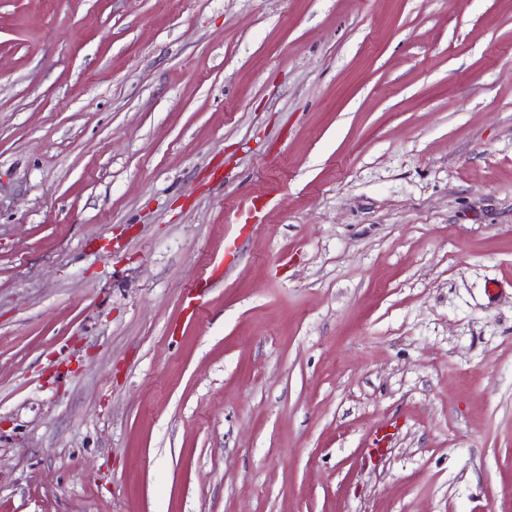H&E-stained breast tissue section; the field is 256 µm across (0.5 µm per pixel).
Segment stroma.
Returning <instances> with one entry per match:
<instances>
[{"mask_svg":"<svg viewBox=\"0 0 512 512\" xmlns=\"http://www.w3.org/2000/svg\"><path fill=\"white\" fill-rule=\"evenodd\" d=\"M0 512H512V0H0Z\"/></svg>","mask_w":512,"mask_h":512,"instance_id":"1","label":"stroma"}]
</instances>
